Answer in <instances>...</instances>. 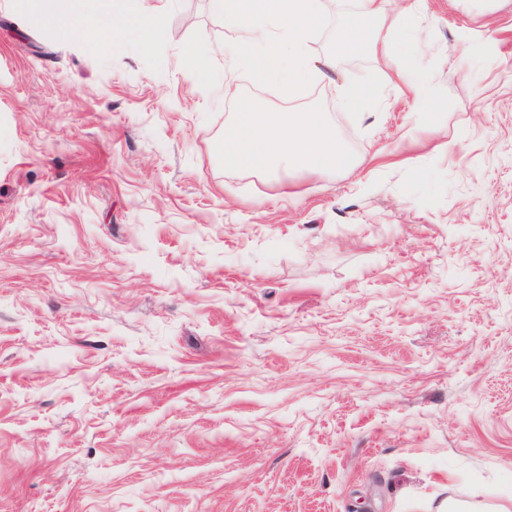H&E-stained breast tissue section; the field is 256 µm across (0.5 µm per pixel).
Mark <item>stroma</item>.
<instances>
[{"label":"stroma","instance_id":"35a3bbf8","mask_svg":"<svg viewBox=\"0 0 512 512\" xmlns=\"http://www.w3.org/2000/svg\"><path fill=\"white\" fill-rule=\"evenodd\" d=\"M139 7L148 51L0 0V512H512V0L309 83L355 165L289 195L214 150L280 88L188 73L237 31ZM124 19V33H134L144 45L156 43L165 36V21L160 15L144 14L139 9L127 10Z\"/></svg>","mask_w":512,"mask_h":512}]
</instances>
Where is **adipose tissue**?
I'll use <instances>...</instances> for the list:
<instances>
[{"label": "adipose tissue", "mask_w": 512, "mask_h": 512, "mask_svg": "<svg viewBox=\"0 0 512 512\" xmlns=\"http://www.w3.org/2000/svg\"><path fill=\"white\" fill-rule=\"evenodd\" d=\"M78 0H29L32 10L64 30L82 24L103 34L112 32V0H97L87 15ZM387 0H356L350 18L338 32L336 53L323 66L333 69L337 56L388 52L410 34L415 0L398 9ZM212 15L239 33L238 60L264 79L278 82L296 97L316 76L308 60L309 42L323 19L322 0H209ZM225 166L256 172L277 167L320 173L351 167L353 160L317 113L285 108L236 113L229 132L216 144Z\"/></svg>", "instance_id": "1"}]
</instances>
